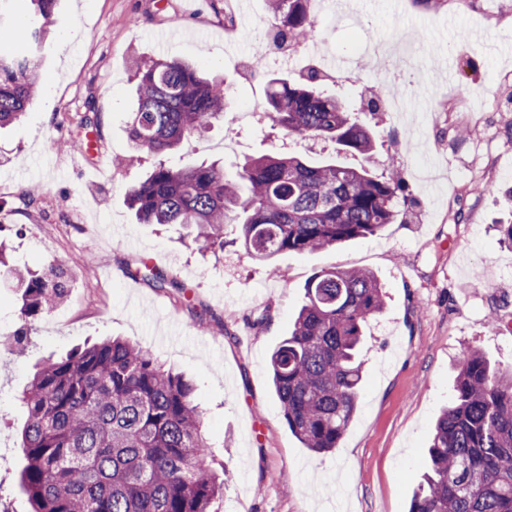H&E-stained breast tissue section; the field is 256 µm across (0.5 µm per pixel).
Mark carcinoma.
<instances>
[{
    "mask_svg": "<svg viewBox=\"0 0 512 512\" xmlns=\"http://www.w3.org/2000/svg\"><path fill=\"white\" fill-rule=\"evenodd\" d=\"M22 46L0 52V129L39 98L32 45L43 46L57 0H25ZM281 34L312 32L308 0H271ZM137 100L127 131L138 159L160 157L132 186L139 224H182L195 239L224 247L239 226L245 251L274 260L375 234L395 221L403 181L396 168L370 173L374 145L349 105L307 83L273 80L271 127L289 138H324L355 162L311 163L290 154L250 156L228 178L204 161L182 166L162 156L224 115V82L194 65L158 59L137 65ZM0 275L25 283L23 314L36 318L66 297L62 265L32 274L0 262ZM384 309L378 277L323 270L304 288L288 337L270 356L272 384L288 429L316 453L336 448L357 406L364 331ZM193 383L120 338L77 349L37 370L21 395L26 420L21 484L32 512H209L224 481L211 470V444ZM409 512H512V374L478 351L461 354L454 397L437 418L428 465Z\"/></svg>",
    "mask_w": 512,
    "mask_h": 512,
    "instance_id": "carcinoma-1",
    "label": "carcinoma"
}]
</instances>
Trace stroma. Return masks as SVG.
Returning a JSON list of instances; mask_svg holds the SVG:
<instances>
[{"label":"stroma","mask_w":512,"mask_h":512,"mask_svg":"<svg viewBox=\"0 0 512 512\" xmlns=\"http://www.w3.org/2000/svg\"><path fill=\"white\" fill-rule=\"evenodd\" d=\"M501 4L310 0L309 44L354 73L342 94L384 83L406 100V111L364 106L355 118L374 135L372 172L399 166L410 205L375 235L281 254L274 274L236 244L235 226L223 250L203 254L186 226L136 223L126 194L156 157L125 163L132 58L199 64L226 80L231 107L248 105L236 60L258 55L269 0H58L36 72L40 99L0 132V238L10 265L40 272L63 261L68 296L26 321L21 289L0 281V339L28 336L22 352L0 355V512H31L19 482L21 390L49 359L112 336L193 381L213 468L225 473L211 512H408L463 350L512 369V246L498 232L512 220L502 195L512 187V13ZM369 35L387 45L379 59L356 49ZM90 114L99 135L82 155L69 143ZM281 147L264 113L248 128L227 115L171 161H216L231 177L246 157ZM147 261L178 288L137 276ZM332 267L376 273L386 308L367 329L354 419L336 450L315 454L288 429L268 361L305 284Z\"/></svg>","instance_id":"35a3bbf8"}]
</instances>
